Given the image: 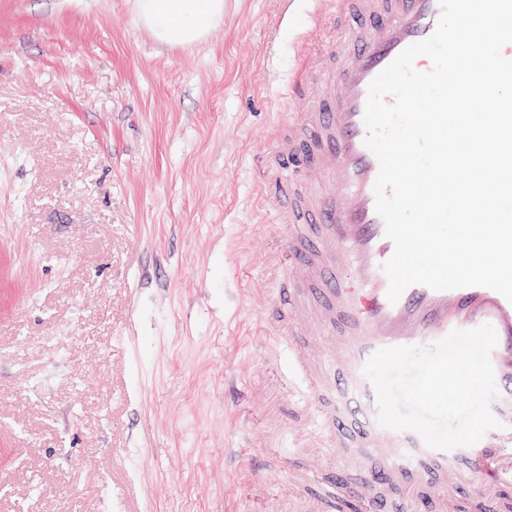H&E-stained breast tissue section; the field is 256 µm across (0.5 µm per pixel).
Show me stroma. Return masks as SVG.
Returning a JSON list of instances; mask_svg holds the SVG:
<instances>
[{
  "label": "stroma",
  "instance_id": "stroma-1",
  "mask_svg": "<svg viewBox=\"0 0 512 512\" xmlns=\"http://www.w3.org/2000/svg\"><path fill=\"white\" fill-rule=\"evenodd\" d=\"M317 0H224L192 47L136 0H0V512H272L235 416L291 450L254 163Z\"/></svg>",
  "mask_w": 512,
  "mask_h": 512
}]
</instances>
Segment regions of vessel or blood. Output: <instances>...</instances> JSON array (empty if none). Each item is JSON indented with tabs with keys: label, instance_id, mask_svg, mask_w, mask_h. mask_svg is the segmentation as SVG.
I'll list each match as a JSON object with an SVG mask.
<instances>
[{
	"label": "vessel or blood",
	"instance_id": "1",
	"mask_svg": "<svg viewBox=\"0 0 512 512\" xmlns=\"http://www.w3.org/2000/svg\"><path fill=\"white\" fill-rule=\"evenodd\" d=\"M329 33L298 59L280 97L287 129L257 163L262 203L278 230L266 271L277 298L266 320L288 344L284 402L302 413L278 461L289 512H512V302L486 287L407 288L387 298L394 245L376 211L379 162L366 146L371 81L430 37L439 0H322ZM489 324L500 426L478 443L429 448L377 421L362 369L381 348L425 346Z\"/></svg>",
	"mask_w": 512,
	"mask_h": 512
}]
</instances>
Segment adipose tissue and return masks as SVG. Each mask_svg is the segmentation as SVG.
Returning <instances> with one entry per match:
<instances>
[{"mask_svg":"<svg viewBox=\"0 0 512 512\" xmlns=\"http://www.w3.org/2000/svg\"><path fill=\"white\" fill-rule=\"evenodd\" d=\"M139 21L161 43L192 46L224 16V0H137Z\"/></svg>","mask_w":512,"mask_h":512,"instance_id":"adipose-tissue-1","label":"adipose tissue"}]
</instances>
